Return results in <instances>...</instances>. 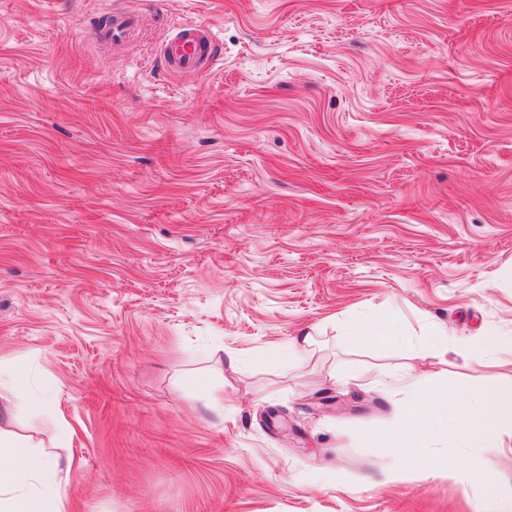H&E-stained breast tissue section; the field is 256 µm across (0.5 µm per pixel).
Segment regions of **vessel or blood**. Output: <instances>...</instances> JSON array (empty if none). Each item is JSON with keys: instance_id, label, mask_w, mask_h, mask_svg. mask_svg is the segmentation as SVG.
<instances>
[{"instance_id": "1", "label": "vessel or blood", "mask_w": 512, "mask_h": 512, "mask_svg": "<svg viewBox=\"0 0 512 512\" xmlns=\"http://www.w3.org/2000/svg\"><path fill=\"white\" fill-rule=\"evenodd\" d=\"M134 25L131 16L116 14L99 35L110 44L121 42L131 35ZM217 49L216 36L210 26L189 22L163 43L161 64L174 77L205 71L214 64Z\"/></svg>"}]
</instances>
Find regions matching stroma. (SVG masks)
Here are the masks:
<instances>
[{"label":"stroma","instance_id":"1","mask_svg":"<svg viewBox=\"0 0 512 512\" xmlns=\"http://www.w3.org/2000/svg\"><path fill=\"white\" fill-rule=\"evenodd\" d=\"M188 22L219 55L175 78ZM376 320L400 342L347 340ZM485 330L512 336V0H0V358L64 396L71 512H499L512 458L428 437L435 471L382 481L406 401L330 379ZM511 360L424 366L469 393ZM134 19L129 15H112V22L99 31V37L111 45L126 40L134 29ZM218 44L213 29L189 22L169 37L161 48V64L171 76L209 70L217 57Z\"/></svg>","mask_w":512,"mask_h":512}]
</instances>
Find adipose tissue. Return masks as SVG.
<instances>
[{
	"label": "adipose tissue",
	"instance_id": "adipose-tissue-1",
	"mask_svg": "<svg viewBox=\"0 0 512 512\" xmlns=\"http://www.w3.org/2000/svg\"><path fill=\"white\" fill-rule=\"evenodd\" d=\"M369 379L384 392L421 398V407L410 417L411 428L399 430L396 438L404 466L432 471L431 458L417 451L416 440L430 425L424 407L447 401V391L429 385L426 374L414 369L396 375L373 373ZM62 400L54 387L33 388L25 361H0V512H68L67 478L76 461L60 459L42 441L16 430L19 420L36 409L58 426L61 442H72L75 432L66 423ZM445 430L471 448L472 468L479 467L485 453L512 446V383L472 394L453 411Z\"/></svg>",
	"mask_w": 512,
	"mask_h": 512
}]
</instances>
